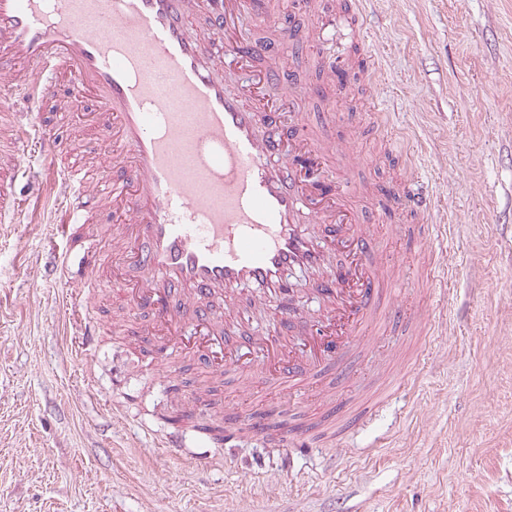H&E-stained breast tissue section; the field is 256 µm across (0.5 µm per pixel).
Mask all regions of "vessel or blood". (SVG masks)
<instances>
[{"mask_svg":"<svg viewBox=\"0 0 512 512\" xmlns=\"http://www.w3.org/2000/svg\"><path fill=\"white\" fill-rule=\"evenodd\" d=\"M266 27L270 46L310 40L313 26L271 17L254 0H0V89L22 99L0 120L13 137L0 148V218L15 207L17 177L50 172L40 205L64 210L60 278L118 299L120 316L142 314L157 360L272 372L287 397L312 380H346L356 337L389 315L398 283L362 224L345 183L328 190L306 172L347 167L314 134L283 77L258 66L235 31L244 16ZM94 99L93 128L71 127L74 143L95 133L93 163L58 167L42 108L60 87ZM40 146L32 156V146ZM398 238L426 243L437 224H395ZM313 275L319 317L291 304L290 273ZM256 287L254 309L278 304L277 326L240 334L210 309Z\"/></svg>","mask_w":512,"mask_h":512,"instance_id":"vessel-or-blood-1","label":"vessel or blood"}]
</instances>
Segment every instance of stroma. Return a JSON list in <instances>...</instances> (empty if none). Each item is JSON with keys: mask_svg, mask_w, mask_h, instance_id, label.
I'll return each mask as SVG.
<instances>
[{"mask_svg": "<svg viewBox=\"0 0 512 512\" xmlns=\"http://www.w3.org/2000/svg\"><path fill=\"white\" fill-rule=\"evenodd\" d=\"M318 46L298 44L281 68L306 91L309 127L335 111L332 139L353 155L342 175L367 184L360 219L384 235L402 279L394 297L420 302L409 243L388 225L421 223L380 210L377 191L430 196V223L448 279L433 286L425 346L386 326L356 342L351 378L335 394L309 384L296 423H335L328 398L356 409L386 380L403 387L347 446L222 445L193 431L165 452L166 408L195 406L200 382L219 384L224 410L258 418L284 403L264 371L181 364L176 380L112 329L114 299L86 302L45 272L60 239L27 199L0 230V512H512V0H318ZM336 56L357 89L328 103L316 48ZM100 322L93 362L79 322Z\"/></svg>", "mask_w": 512, "mask_h": 512, "instance_id": "stroma-1", "label": "stroma"}]
</instances>
